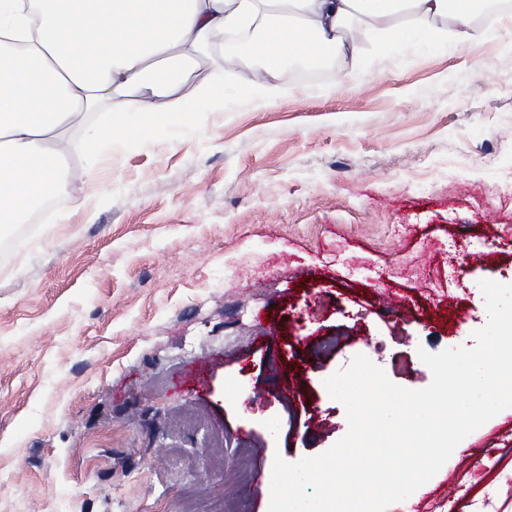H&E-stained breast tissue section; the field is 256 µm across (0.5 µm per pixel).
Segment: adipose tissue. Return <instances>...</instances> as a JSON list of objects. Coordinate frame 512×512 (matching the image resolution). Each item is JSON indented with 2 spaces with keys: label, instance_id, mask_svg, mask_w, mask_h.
<instances>
[{
  "label": "adipose tissue",
  "instance_id": "1",
  "mask_svg": "<svg viewBox=\"0 0 512 512\" xmlns=\"http://www.w3.org/2000/svg\"><path fill=\"white\" fill-rule=\"evenodd\" d=\"M486 0H0V223L46 197L89 198L62 164L72 131L104 106L122 134L187 116L219 98L190 82L197 52L219 34L246 37L276 97L286 61H310L376 33L416 34L409 19H447L450 46L476 34ZM137 93L141 106L124 100Z\"/></svg>",
  "mask_w": 512,
  "mask_h": 512
}]
</instances>
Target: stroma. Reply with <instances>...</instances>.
<instances>
[{"mask_svg":"<svg viewBox=\"0 0 512 512\" xmlns=\"http://www.w3.org/2000/svg\"><path fill=\"white\" fill-rule=\"evenodd\" d=\"M358 51L261 102L254 58L205 50L192 80L230 72L222 108L121 137L96 109L65 177L101 193L0 228V512H187L194 486L197 512H266L275 457L346 434L324 381L364 339L422 389L418 349L486 324L480 281L512 284V17L453 51ZM391 289L411 309L388 319ZM404 507L512 512V409Z\"/></svg>","mask_w":512,"mask_h":512,"instance_id":"obj_1","label":"stroma"}]
</instances>
